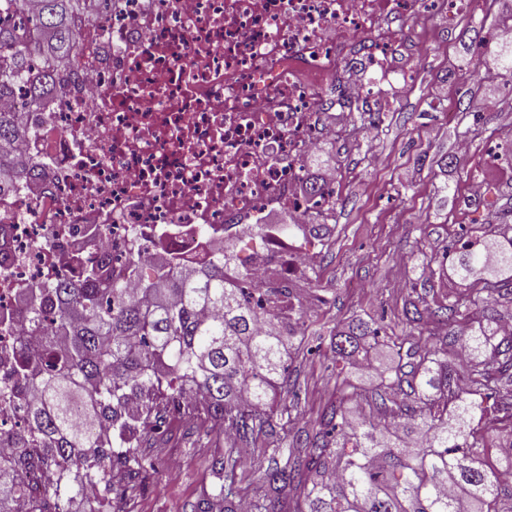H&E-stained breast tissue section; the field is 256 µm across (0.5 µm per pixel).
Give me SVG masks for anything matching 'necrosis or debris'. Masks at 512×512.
<instances>
[{
    "label": "necrosis or debris",
    "instance_id": "1",
    "mask_svg": "<svg viewBox=\"0 0 512 512\" xmlns=\"http://www.w3.org/2000/svg\"><path fill=\"white\" fill-rule=\"evenodd\" d=\"M86 16L81 63L13 153L32 185L0 189V436L28 432L32 399L4 397L28 321L23 285L71 270L82 256L134 288L130 260L167 227L169 250L199 259L213 240L250 249L249 286L261 308L285 305L289 288L315 266L313 244L255 236L269 209L308 219L324 197L300 186L335 108L326 87L345 49L366 46L372 70L390 73L397 30L389 17L454 13L461 0H98ZM100 238L94 246L92 238Z\"/></svg>",
    "mask_w": 512,
    "mask_h": 512
}]
</instances>
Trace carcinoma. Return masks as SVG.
<instances>
[{
  "label": "carcinoma",
  "instance_id": "cac0c4a2",
  "mask_svg": "<svg viewBox=\"0 0 512 512\" xmlns=\"http://www.w3.org/2000/svg\"><path fill=\"white\" fill-rule=\"evenodd\" d=\"M80 0H0V99L20 86L24 104L0 110V185L25 182L34 172L8 167L7 157L28 135V117L45 98L66 85L81 63V33L72 24ZM495 263L486 262L487 253ZM247 259L224 252L185 268L167 256L144 266L130 264L137 291L131 294L93 264L75 260L72 275L31 282L22 306L35 332L45 336L40 351L18 355L13 387L34 389L27 407L31 431L11 439L23 449L18 466L0 469L15 500L41 512L39 496L52 492L55 509L71 489L112 487V461L129 462L148 434H163L162 412L180 405L187 391L202 393L183 408L189 424L213 423L233 434L224 454L212 461L222 480L201 500L197 512H277L288 492L292 512H512L501 477L512 474V452L486 462L484 436L471 428L491 409L503 378H512V335H499V321L482 317L461 338L466 375L427 348L410 377L383 367L372 351L380 329L359 320L329 331L336 369L361 372L371 365L393 406L375 421L356 417L343 395L322 418L314 437H296L291 451L258 445L274 430L269 394L288 382L285 356L304 335L306 312L288 303V322L264 317L244 279H226L224 266ZM459 275L478 280L505 276L512 283V240L465 241ZM445 326L466 320L460 299L435 309L406 311L408 322L423 316ZM407 385L414 405L398 396ZM268 462L255 475L241 460Z\"/></svg>",
  "mask_w": 512,
  "mask_h": 512
}]
</instances>
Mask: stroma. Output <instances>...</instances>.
<instances>
[{"label":"stroma","mask_w":512,"mask_h":512,"mask_svg":"<svg viewBox=\"0 0 512 512\" xmlns=\"http://www.w3.org/2000/svg\"><path fill=\"white\" fill-rule=\"evenodd\" d=\"M512 17V0H472L455 20L425 12L397 22L394 65L410 70L407 87L381 107L379 136L366 151L364 125L347 106L319 113V125L336 135L326 153L336 168L335 209L317 216L325 230L308 285L321 296L311 312L314 325L343 326L375 319L387 328L382 360L410 371L423 349L447 352L458 364L459 346L447 327L410 324L404 312L415 304L433 308L470 297L468 282L456 266L452 245L473 234L485 239L512 238V73L499 68L494 31ZM469 111H455L457 100ZM486 198L470 195L477 183ZM328 345L300 349L290 361L299 395L272 399L274 409H290L292 420L270 435L272 446L286 447L297 434L319 431L321 417L348 384L364 396L363 414L383 408L374 375L337 374ZM163 441L138 449L151 466H114L115 492L103 488L73 494L70 507L85 512H194L210 493L212 456L229 441L218 428H191L167 419Z\"/></svg>","instance_id":"35a3bbf8"}]
</instances>
